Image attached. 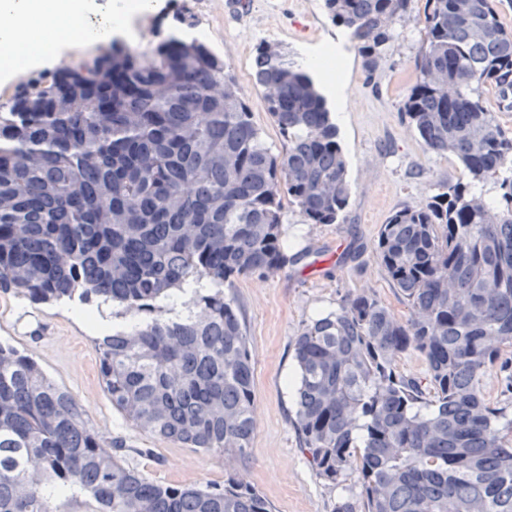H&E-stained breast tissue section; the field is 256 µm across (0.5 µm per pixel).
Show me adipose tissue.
Returning a JSON list of instances; mask_svg holds the SVG:
<instances>
[{
	"instance_id": "obj_1",
	"label": "adipose tissue",
	"mask_w": 512,
	"mask_h": 512,
	"mask_svg": "<svg viewBox=\"0 0 512 512\" xmlns=\"http://www.w3.org/2000/svg\"><path fill=\"white\" fill-rule=\"evenodd\" d=\"M94 2L0 0V79H10L12 70L6 62L15 57L33 68L53 63L56 50L72 40L69 24H81L88 41L109 40L123 35L122 22L133 10L156 11L161 0H113L111 18L92 23L88 17Z\"/></svg>"
}]
</instances>
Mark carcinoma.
<instances>
[{
    "mask_svg": "<svg viewBox=\"0 0 512 512\" xmlns=\"http://www.w3.org/2000/svg\"><path fill=\"white\" fill-rule=\"evenodd\" d=\"M411 0H324L376 68ZM402 111L463 180L381 225L377 258L410 308L346 295L293 342V426L316 476L358 474L334 512H512V419L480 383L512 347V32L495 0H424ZM116 40L0 101V285L32 303L131 316L94 339L131 426L224 461V483L147 478L38 361L0 342V512H275L237 478L255 431L253 358L224 284L294 261L284 204L336 224L347 164L327 99L268 43L255 84L287 142L272 153L235 75L170 35ZM424 360L422 377L395 358Z\"/></svg>",
    "mask_w": 512,
    "mask_h": 512,
    "instance_id": "carcinoma-1",
    "label": "carcinoma"
}]
</instances>
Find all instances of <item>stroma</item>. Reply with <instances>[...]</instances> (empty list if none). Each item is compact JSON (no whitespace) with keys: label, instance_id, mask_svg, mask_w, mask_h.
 Returning a JSON list of instances; mask_svg holds the SVG:
<instances>
[{"label":"stroma","instance_id":"obj_1","mask_svg":"<svg viewBox=\"0 0 512 512\" xmlns=\"http://www.w3.org/2000/svg\"><path fill=\"white\" fill-rule=\"evenodd\" d=\"M422 0L394 24L375 72L347 43L346 32L326 16L323 0H164L159 11L128 17L129 41L146 50L192 17L200 39L233 70L239 93L273 152L285 142L253 77L255 48L279 47L287 63L304 66L324 45L344 42L339 65L320 74L339 130L350 184L349 205L338 223H307L298 208L284 210L291 251H305L296 265L265 278L225 285L249 338L254 366L257 427L247 464L238 475L261 492L275 512H333L340 496H359L356 476L342 486L319 480L292 425L298 371L293 341L311 318L336 310L346 294H374L398 321L409 308L388 280L375 252L378 231L397 210L415 207L446 191L462 169L450 154L424 149L401 110L415 83L424 32L416 16ZM67 303L33 304L0 288V341L32 355L44 371L81 401L99 432L123 440L129 460L147 477L183 484L220 483L224 467L191 448L134 429L113 408L98 371L93 333L70 315Z\"/></svg>","mask_w":512,"mask_h":512}]
</instances>
